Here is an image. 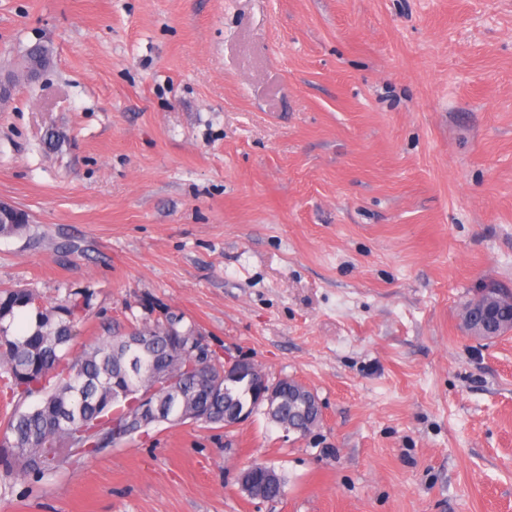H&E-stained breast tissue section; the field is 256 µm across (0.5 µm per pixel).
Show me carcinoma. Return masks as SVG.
I'll list each match as a JSON object with an SVG mask.
<instances>
[{
	"instance_id": "1",
	"label": "carcinoma",
	"mask_w": 512,
	"mask_h": 512,
	"mask_svg": "<svg viewBox=\"0 0 512 512\" xmlns=\"http://www.w3.org/2000/svg\"><path fill=\"white\" fill-rule=\"evenodd\" d=\"M53 56L46 42H35L23 54V65L12 70L16 82L29 71L38 55ZM31 231L29 214L17 207L0 215V238L23 237ZM93 293L67 288L48 302L34 288L0 287V397L11 411L0 426V465L22 477L55 475L64 463L96 457L110 446L112 412L122 405L121 395L133 388L153 391L163 399L158 377L194 382L224 383L212 360L202 361L181 347L177 338L196 336L199 330L185 316L169 310L154 321L134 325L79 352H73L76 327L84 319ZM126 336H150V349L135 353ZM245 384L235 383L226 394L207 396L208 407L224 417V396L243 397ZM71 413L70 422L59 417ZM85 432L88 448L60 458L59 448H70Z\"/></svg>"
}]
</instances>
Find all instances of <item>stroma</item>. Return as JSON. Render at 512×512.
I'll list each match as a JSON object with an SVG mask.
<instances>
[{"instance_id":"35a3bbf8","label":"stroma","mask_w":512,"mask_h":512,"mask_svg":"<svg viewBox=\"0 0 512 512\" xmlns=\"http://www.w3.org/2000/svg\"><path fill=\"white\" fill-rule=\"evenodd\" d=\"M0 284L94 289L77 346L162 309L322 405L160 425L0 512H512V0H0ZM61 134L46 151L48 127ZM286 482L247 498L253 459ZM42 54L48 55L50 59H53L52 46L46 42L39 41L27 47L23 54L22 69L20 67H16L12 70L13 74L10 75L13 83L15 82L16 84L20 76L26 78L25 74H29V65L36 56ZM13 83L10 82L7 76L2 77V75H0V100L7 98L9 96ZM31 231L29 214L17 207H12L0 215V238L23 237ZM512 306V291L505 288H482L478 299L464 311L467 326L480 336H499L512 330V320L498 317V310ZM269 463L263 460L255 459L251 461L247 468H254L258 471L256 475H261L262 469L269 467ZM242 471L239 476V483L241 490L252 500H260L262 502H270L274 500H280L285 495V480L280 475V483L277 485L270 494V500L267 498L264 490V486L267 481H274L276 474L274 470L268 469L265 473V479L262 482H258L253 476V470L247 469Z\"/></svg>"}]
</instances>
